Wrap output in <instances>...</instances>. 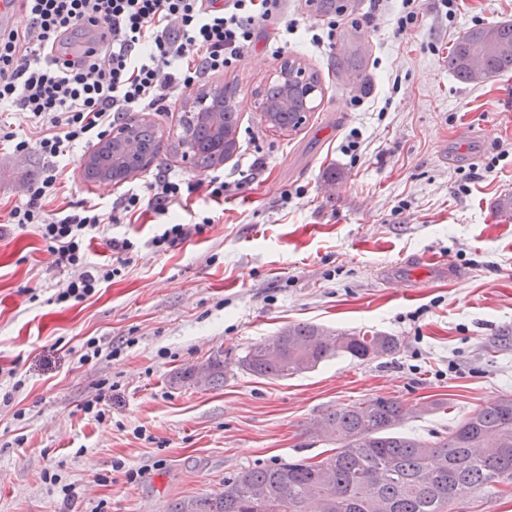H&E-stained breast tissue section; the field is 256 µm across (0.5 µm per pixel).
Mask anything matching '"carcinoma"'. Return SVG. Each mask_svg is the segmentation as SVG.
I'll use <instances>...</instances> for the list:
<instances>
[{"instance_id": "1", "label": "carcinoma", "mask_w": 512, "mask_h": 512, "mask_svg": "<svg viewBox=\"0 0 512 512\" xmlns=\"http://www.w3.org/2000/svg\"><path fill=\"white\" fill-rule=\"evenodd\" d=\"M448 70L465 83L512 71V23L468 29L448 54ZM237 87L224 86L215 112L186 111L178 146L198 168L230 158L237 147ZM260 121L282 134L305 123L309 98L277 78L256 92ZM140 145L158 159L162 137L150 121L135 125ZM87 182L121 179L116 163L84 165ZM399 342L383 333L290 325L251 346L238 367L260 378H288L337 355L365 361L394 355ZM203 382H224L220 354L208 358ZM412 410L391 397H376L328 411L306 433L334 444L317 461L286 460L244 468L224 479L220 492L172 502L168 512H452V506L499 484L512 486V395L462 418L438 441L399 431Z\"/></svg>"}]
</instances>
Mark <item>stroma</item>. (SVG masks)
Returning <instances> with one entry per match:
<instances>
[{
  "label": "stroma",
  "mask_w": 512,
  "mask_h": 512,
  "mask_svg": "<svg viewBox=\"0 0 512 512\" xmlns=\"http://www.w3.org/2000/svg\"><path fill=\"white\" fill-rule=\"evenodd\" d=\"M321 3L286 0V39L270 22L234 67L199 80L236 84L241 114L239 149L222 165L236 191L170 211L211 217L201 235L158 254L146 245L152 214L104 225L88 262L108 261L109 238L127 237L139 244L132 263L93 298L59 305L69 272L49 269L33 228L0 211V368L25 381L16 406L0 407V512H166L242 468L327 450L306 433L327 410L393 397L414 412L404 433L432 440L512 394V345L500 342L512 329V222L495 213L512 195V72L465 84L448 69L467 29L512 23V0H418L402 31L399 0ZM331 21V44L313 46ZM286 57L322 84L288 136L261 124L254 96ZM81 166L72 153L61 197L120 207L125 185L86 183ZM48 167L0 145V202ZM429 254L453 272L380 285ZM294 324L381 332L400 348L285 379L237 369L251 345ZM91 338L120 356L79 362ZM217 353L223 384L176 382ZM104 382L113 390L99 423L83 407ZM48 468L71 498L44 480Z\"/></svg>",
  "instance_id": "1"
}]
</instances>
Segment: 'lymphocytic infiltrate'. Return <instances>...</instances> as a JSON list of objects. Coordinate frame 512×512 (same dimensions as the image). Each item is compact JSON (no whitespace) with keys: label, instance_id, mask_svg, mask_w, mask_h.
Returning a JSON list of instances; mask_svg holds the SVG:
<instances>
[{"label":"lymphocytic infiltrate","instance_id":"1","mask_svg":"<svg viewBox=\"0 0 512 512\" xmlns=\"http://www.w3.org/2000/svg\"><path fill=\"white\" fill-rule=\"evenodd\" d=\"M17 23H0V109L28 112L38 134L0 124V143L13 152L36 151L55 160L77 146L98 145L127 113L166 111L179 89L202 75L239 61L257 28L282 14L283 0H24ZM90 34L92 47L72 61L73 37ZM58 168L29 182L8 208L9 223L34 226L47 244L51 265L71 274L54 301L83 302L119 276L137 245L111 238L113 262L88 266L86 252L108 218L101 204L84 200L60 209ZM206 190L223 200V174L207 184L160 175L146 192L129 189L121 207L126 219L144 210L164 216L169 206Z\"/></svg>","mask_w":512,"mask_h":512}]
</instances>
